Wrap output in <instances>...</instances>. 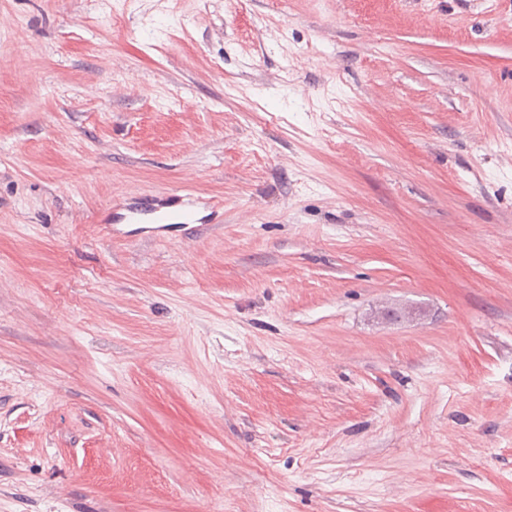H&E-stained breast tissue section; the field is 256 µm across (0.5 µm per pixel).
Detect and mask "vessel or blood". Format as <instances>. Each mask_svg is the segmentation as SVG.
<instances>
[{
  "instance_id": "b4317fda",
  "label": "vessel or blood",
  "mask_w": 512,
  "mask_h": 512,
  "mask_svg": "<svg viewBox=\"0 0 512 512\" xmlns=\"http://www.w3.org/2000/svg\"><path fill=\"white\" fill-rule=\"evenodd\" d=\"M200 206V199L191 194H174L162 203L146 194L141 201L114 207L112 221L116 224L145 225L147 234L157 237L163 235L172 224L201 223Z\"/></svg>"
}]
</instances>
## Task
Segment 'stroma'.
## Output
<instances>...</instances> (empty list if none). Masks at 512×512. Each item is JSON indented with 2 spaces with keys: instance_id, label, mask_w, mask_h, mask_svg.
I'll list each match as a JSON object with an SVG mask.
<instances>
[{
  "instance_id": "stroma-1",
  "label": "stroma",
  "mask_w": 512,
  "mask_h": 512,
  "mask_svg": "<svg viewBox=\"0 0 512 512\" xmlns=\"http://www.w3.org/2000/svg\"><path fill=\"white\" fill-rule=\"evenodd\" d=\"M0 512H512V0H0ZM152 195L144 194L136 199L143 200L134 202L126 207L113 206L112 222L114 224H146L140 227L145 229L148 236H161L171 224H201L204 216L201 215L200 207L208 209L210 214H215L211 222L218 216L217 207L212 202L200 201L199 197L192 194L170 195L158 203Z\"/></svg>"
}]
</instances>
